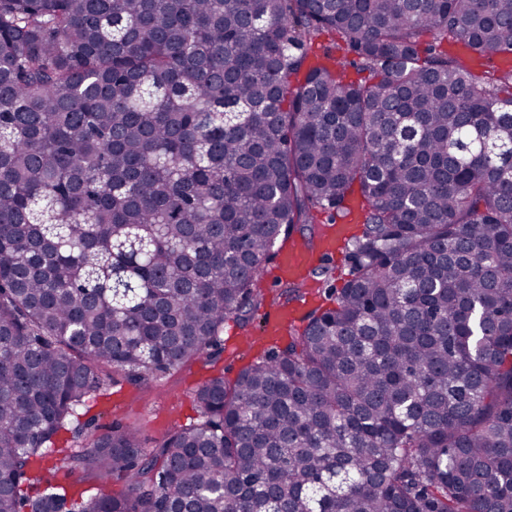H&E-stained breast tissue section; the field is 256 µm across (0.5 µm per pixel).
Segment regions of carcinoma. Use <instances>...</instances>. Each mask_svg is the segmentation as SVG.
<instances>
[{"label":"carcinoma","mask_w":512,"mask_h":512,"mask_svg":"<svg viewBox=\"0 0 512 512\" xmlns=\"http://www.w3.org/2000/svg\"><path fill=\"white\" fill-rule=\"evenodd\" d=\"M325 32L355 54L353 80ZM453 38L468 59L448 54ZM512 0H0V512H512ZM336 307L152 448L35 463L103 368L209 359L300 224ZM129 493L112 492V479ZM41 466L40 471L44 480L53 486L65 488L69 493H75V497H77L78 492L84 489L94 492L93 487H96L94 481L83 478L79 472H71L67 461L58 453L49 455Z\"/></svg>","instance_id":"carcinoma-1"}]
</instances>
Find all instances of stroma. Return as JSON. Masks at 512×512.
Masks as SVG:
<instances>
[{"instance_id":"obj_1","label":"stroma","mask_w":512,"mask_h":512,"mask_svg":"<svg viewBox=\"0 0 512 512\" xmlns=\"http://www.w3.org/2000/svg\"><path fill=\"white\" fill-rule=\"evenodd\" d=\"M349 206L350 211L343 215L342 221L350 225L351 239L337 247L327 259L333 270L331 281L312 282L304 288L302 300L306 312L333 306L334 291L341 288L349 277L351 240L360 236L363 230L360 196H352ZM277 266L278 261L274 258L265 263L258 286L266 294V302L253 312L248 327L232 324L225 328L223 342L214 354L213 364L207 365L199 360L189 361L140 385L132 384L125 374L105 370L104 391L81 408L78 419L72 421L69 430L56 436L57 453L49 455L42 463L41 473L44 479L72 494L93 489V480L71 471L67 461L59 453L60 448L81 447L91 427L114 423L137 426L146 447H153L173 427L198 420L194 393L205 379L220 372L227 382H234L244 367L264 355L284 348L292 337L301 332L302 327L294 325L288 333L279 336H271L265 332L267 318L279 309L278 304L271 301L279 289Z\"/></svg>"}]
</instances>
